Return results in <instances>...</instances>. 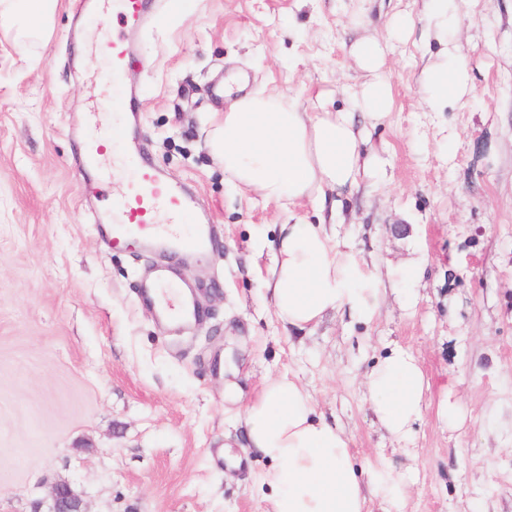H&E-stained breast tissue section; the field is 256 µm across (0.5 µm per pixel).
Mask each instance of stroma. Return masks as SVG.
I'll return each mask as SVG.
<instances>
[{"label":"stroma","instance_id":"stroma-1","mask_svg":"<svg viewBox=\"0 0 512 512\" xmlns=\"http://www.w3.org/2000/svg\"><path fill=\"white\" fill-rule=\"evenodd\" d=\"M439 37L425 0H186L128 40L124 85L139 97L136 133L166 183L190 187L217 226L203 259L180 257L199 322L165 326L139 297L164 254L113 247L98 216L128 186L126 142L110 176L78 157L106 104L104 54L120 33L88 0H58L48 38L19 48L0 28V512H51L68 483L87 512H267L263 461L246 451L240 405L224 401L233 352L244 401L267 378L297 375L319 411L372 467L406 483L371 512H512V0H454ZM413 23L382 74L392 110L360 122L377 171L335 209H294L235 187L209 142L231 100L266 89L347 106L361 81L348 50ZM468 67L467 107L424 111L422 67L447 44ZM344 222L386 300L370 322L333 312L285 329L262 284L289 215ZM423 268L415 282L408 265ZM416 355L430 384L412 434L374 419L364 379L389 349ZM459 422L438 415L442 400Z\"/></svg>","mask_w":512,"mask_h":512}]
</instances>
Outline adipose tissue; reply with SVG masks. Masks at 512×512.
<instances>
[{
    "label": "adipose tissue",
    "mask_w": 512,
    "mask_h": 512,
    "mask_svg": "<svg viewBox=\"0 0 512 512\" xmlns=\"http://www.w3.org/2000/svg\"><path fill=\"white\" fill-rule=\"evenodd\" d=\"M57 0H0V23L29 22L40 37L53 26ZM387 43H356L351 54L367 75L346 109L310 112L296 97L257 91L234 100L209 146L236 185L264 201L292 206L309 200L325 205L331 195L353 186L374 169L354 127L355 112L377 123L390 113L391 89L381 69ZM445 49L427 65L417 93L428 110L466 106L467 67ZM264 301L287 327L305 330L326 313L348 310L360 321L374 318L383 293L364 257L335 243L325 224L301 221L281 227L278 252L264 282ZM368 399L381 426L397 440L410 436L425 407L428 382L416 357L394 347L365 378ZM248 444L266 462L261 483L271 491L269 512H369V492L402 474L373 472L360 465L351 439L319 414L297 376L270 378L245 404Z\"/></svg>",
    "instance_id": "ef3b65f1"
}]
</instances>
